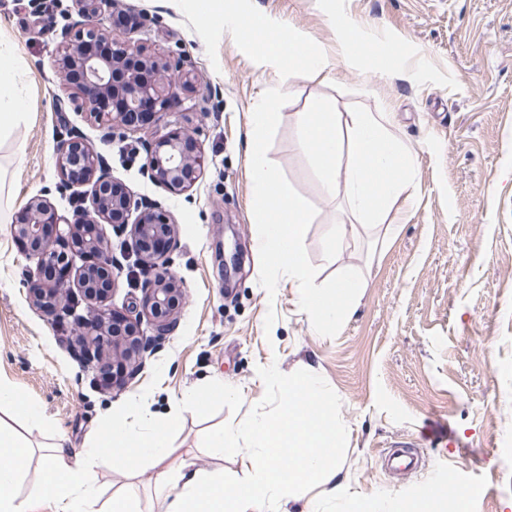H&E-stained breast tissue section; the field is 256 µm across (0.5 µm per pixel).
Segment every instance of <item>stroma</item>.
<instances>
[{"label":"stroma","instance_id":"35a3bbf8","mask_svg":"<svg viewBox=\"0 0 512 512\" xmlns=\"http://www.w3.org/2000/svg\"><path fill=\"white\" fill-rule=\"evenodd\" d=\"M269 18L313 39L329 60L326 80L293 82L268 151L293 188L317 209L304 246L320 281L359 270L365 286L337 336L317 334L280 278L259 283L257 228L246 173L249 119L277 69L251 61L223 34L216 59L174 0H114L101 23L123 39L128 13L147 31L149 53L180 56L194 76L170 121L118 142L112 129L75 109L52 57L60 32L79 19V0H0V37L22 65L27 121L0 142V182L11 208L0 221V382L39 410L27 437L36 477L41 446L79 453L122 413L175 422L172 466L223 475L229 486L254 474L252 448L220 450L208 432L276 413L281 381L314 373L336 401L344 429L333 478L272 498L263 512H321L389 496L396 512L432 485L482 484L467 512H512V0H253ZM364 42L336 56V29ZM321 98L340 112H388L410 148L419 191L392 233L354 225L339 258L326 252L328 225L348 221L324 195L297 146V114ZM180 126L205 156L198 181L172 194L142 173L145 145ZM81 134L113 178L158 203L176 226L171 270L186 298L177 325L128 382L98 385L72 356L65 332L29 301L33 261L10 235L30 198L46 196L72 217L76 197L58 189V142ZM275 312L265 327L267 312ZM275 368L278 378L263 376ZM235 395L225 396V387ZM200 398L186 407L185 395ZM401 445L419 467L393 476L382 450Z\"/></svg>","mask_w":512,"mask_h":512}]
</instances>
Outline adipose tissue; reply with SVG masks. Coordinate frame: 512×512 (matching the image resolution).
<instances>
[{"label": "adipose tissue", "mask_w": 512, "mask_h": 512, "mask_svg": "<svg viewBox=\"0 0 512 512\" xmlns=\"http://www.w3.org/2000/svg\"><path fill=\"white\" fill-rule=\"evenodd\" d=\"M19 61L14 46L0 40V137L24 120L14 83ZM298 145L310 158L324 193L340 197L344 207L369 224H382L406 209L415 196L412 155L392 130L388 113H340L316 100L298 113ZM285 401L271 417L219 428L209 437L213 448L236 447L247 437L254 449L255 477L235 491L220 475L185 476L168 466L172 421L138 431L128 418L112 424L81 453L52 444L42 457L38 478L26 495L17 488L32 448L23 434L0 420V512H30L42 493L55 492V512H131L139 497L132 478L142 463L158 467L156 491L164 512H238L241 501L265 505L271 495L290 496L302 484L332 474L342 431L332 418L334 401L311 374L284 383ZM125 482L100 510H93L95 469Z\"/></svg>", "instance_id": "obj_1"}]
</instances>
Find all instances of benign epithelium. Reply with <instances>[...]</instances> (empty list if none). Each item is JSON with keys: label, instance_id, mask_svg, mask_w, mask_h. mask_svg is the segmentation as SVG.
Here are the masks:
<instances>
[{"label": "benign epithelium", "instance_id": "obj_1", "mask_svg": "<svg viewBox=\"0 0 512 512\" xmlns=\"http://www.w3.org/2000/svg\"><path fill=\"white\" fill-rule=\"evenodd\" d=\"M91 4L82 7L81 20L75 23L74 33L63 37L53 58V66L65 79L71 68L82 70L83 81L78 86L77 99L99 121L112 123L116 132L112 136L120 141L134 136L142 128L128 121L127 116L139 111L148 99L154 104L156 121L167 115L180 93L189 88L186 74H177L180 60L160 62L146 54L137 37L130 33L123 41L112 42V54L101 57L85 51L88 43L104 36L98 17L111 5V0H81ZM97 158L75 136L60 144L56 153V169L61 185L71 188L76 184L90 187L86 201L89 206L79 209V216L67 219L57 213L50 202L32 198L18 221L11 225L12 239L26 257L36 261V273L43 272L49 260L71 264L69 254L91 252L98 261L111 269L114 259L97 245L95 228L112 225L113 230H130L133 241L132 255L140 269L153 271L152 277L142 285L141 302L132 307L134 316L126 318L125 332L109 331V309L106 295L96 285L79 278V286L89 301L98 304V313L91 329L83 332L79 346L86 356L101 358L112 354V364L120 365L130 373L137 368L148 349V339L142 328L148 321L156 331L165 330V318L172 315L185 298L181 282L169 271L170 243L175 235V224L165 215L144 204L134 192L124 190L120 196H108L101 186L114 182V178L97 174ZM205 157L197 141L178 128L167 132L147 150L143 171L154 183L172 192L192 187ZM54 227L55 237L44 234V226ZM151 237L167 238L168 246L161 253L143 251V241ZM71 287V279L63 277L45 282L40 293L31 300L46 315H54L53 305L62 301Z\"/></svg>", "mask_w": 512, "mask_h": 512}]
</instances>
